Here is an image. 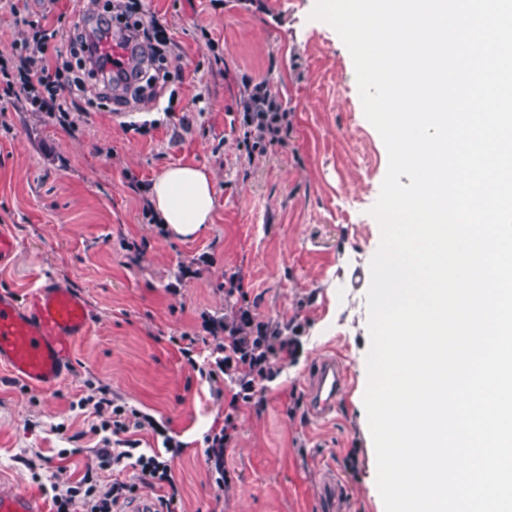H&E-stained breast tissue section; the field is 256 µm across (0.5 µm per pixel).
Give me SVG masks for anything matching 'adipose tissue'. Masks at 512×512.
Masks as SVG:
<instances>
[{
	"label": "adipose tissue",
	"instance_id": "1",
	"mask_svg": "<svg viewBox=\"0 0 512 512\" xmlns=\"http://www.w3.org/2000/svg\"><path fill=\"white\" fill-rule=\"evenodd\" d=\"M216 188L208 173L188 162L166 168L153 181L149 204L156 221L171 235L193 237L211 223Z\"/></svg>",
	"mask_w": 512,
	"mask_h": 512
}]
</instances>
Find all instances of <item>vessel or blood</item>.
<instances>
[{
	"label": "vessel or blood",
	"mask_w": 512,
	"mask_h": 512,
	"mask_svg": "<svg viewBox=\"0 0 512 512\" xmlns=\"http://www.w3.org/2000/svg\"><path fill=\"white\" fill-rule=\"evenodd\" d=\"M93 324L86 295L56 281H41L22 298L0 291V369L33 389L55 387L71 376L76 346ZM346 382L340 360L317 364L310 384L315 417L334 411ZM0 512H44V507L37 494L0 486Z\"/></svg>",
	"instance_id": "b4317fda"
}]
</instances>
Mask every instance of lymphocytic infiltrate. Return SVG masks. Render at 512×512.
Here are the masks:
<instances>
[{
    "label": "lymphocytic infiltrate",
    "instance_id": "f902f5d3",
    "mask_svg": "<svg viewBox=\"0 0 512 512\" xmlns=\"http://www.w3.org/2000/svg\"><path fill=\"white\" fill-rule=\"evenodd\" d=\"M28 2L0 0V8L29 29L26 38L12 41L9 51L0 53V112L8 111L20 89L33 111L61 119L93 109L129 112L145 92L152 101H159L171 79L167 52L177 42L156 18L146 17L143 0H107L92 31L66 27L61 14L51 19L34 17ZM114 82L123 85V95L112 96L109 86ZM236 111L248 156H261L286 144L291 121L270 80L247 84ZM171 342L200 379L215 382L224 377L232 385L223 427L203 437L204 464L214 474L217 487H228L232 473L225 450L238 428V404L248 401L264 407L267 384L293 360L296 340L279 328L253 321L243 305L236 322L224 326L221 357L201 364L194 356L195 338L175 336ZM78 405L100 416L98 429L103 436L96 451L97 466L113 470L114 475L104 490L90 476L64 489L56 484L44 488L52 512H117L142 485L158 490L159 512H179L171 465L161 454L162 449L174 447V439L164 438L158 450L141 449L139 433L155 426L150 415L104 395L81 398ZM127 471L133 472L134 481L124 479Z\"/></svg>",
    "mask_w": 512,
    "mask_h": 512
}]
</instances>
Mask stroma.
Returning a JSON list of instances; mask_svg holds the SVG:
<instances>
[{"label": "stroma", "mask_w": 512, "mask_h": 512, "mask_svg": "<svg viewBox=\"0 0 512 512\" xmlns=\"http://www.w3.org/2000/svg\"><path fill=\"white\" fill-rule=\"evenodd\" d=\"M315 0H145L182 47L159 103L142 102L134 130L108 112L60 125L23 104L0 112V227L19 248L0 266V290L38 279L83 289L92 332L71 379L34 390L0 370V483L41 491L81 479L99 438L77 401L107 388L184 442L170 464L182 512H385L363 402L370 346L366 292L381 240L371 213L388 168L366 119L352 56L311 19ZM223 65H215V57ZM270 78L292 123L288 144L247 157L232 132L245 84ZM193 162L216 184L215 213L191 239L143 212L137 180ZM142 254L129 262V245ZM249 288L254 321L298 339L294 361L269 382L264 409L240 403L226 451L236 477L218 489L202 436L224 425V399L200 380L170 337L224 341L237 313L230 281ZM340 356L348 386L318 421L307 382ZM299 404L296 418L287 405ZM336 479L324 480L326 469Z\"/></svg>", "instance_id": "stroma-1"}]
</instances>
